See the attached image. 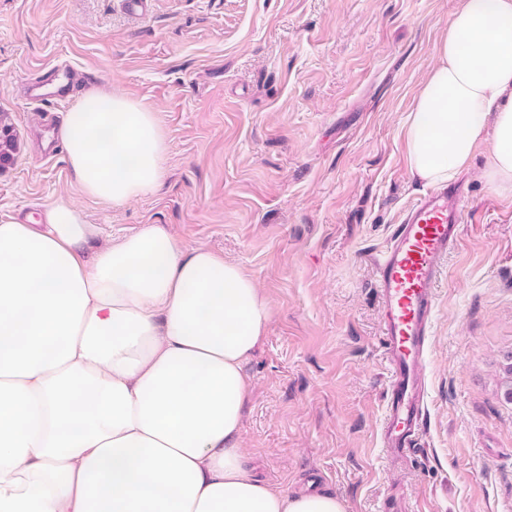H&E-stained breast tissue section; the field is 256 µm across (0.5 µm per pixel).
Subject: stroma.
I'll return each instance as SVG.
<instances>
[{
	"instance_id": "stroma-1",
	"label": "stroma",
	"mask_w": 512,
	"mask_h": 512,
	"mask_svg": "<svg viewBox=\"0 0 512 512\" xmlns=\"http://www.w3.org/2000/svg\"><path fill=\"white\" fill-rule=\"evenodd\" d=\"M461 0H0V112L17 147L0 164V222L60 198L99 243L162 224L251 276L273 316L249 362L242 446L256 475L386 512H512V191L479 141L456 185L460 239L437 288L418 448L379 444L387 389L367 254L430 186L402 134ZM126 95L166 135V178L117 206L84 195L60 140L89 89ZM53 124V125H54Z\"/></svg>"
}]
</instances>
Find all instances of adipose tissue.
<instances>
[{"instance_id":"obj_1","label":"adipose tissue","mask_w":512,"mask_h":512,"mask_svg":"<svg viewBox=\"0 0 512 512\" xmlns=\"http://www.w3.org/2000/svg\"><path fill=\"white\" fill-rule=\"evenodd\" d=\"M404 126L410 172L439 184L491 130L512 188V0H462ZM84 193L161 186L166 137L126 96L86 91L58 131ZM73 203L0 223V512H345L255 477L244 368L272 309L251 277L156 224L87 252Z\"/></svg>"}]
</instances>
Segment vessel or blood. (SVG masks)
Segmentation results:
<instances>
[{
  "instance_id": "vessel-or-blood-1",
  "label": "vessel or blood",
  "mask_w": 512,
  "mask_h": 512,
  "mask_svg": "<svg viewBox=\"0 0 512 512\" xmlns=\"http://www.w3.org/2000/svg\"><path fill=\"white\" fill-rule=\"evenodd\" d=\"M460 201V191L445 187L418 197L370 258L390 372L380 442L395 461L420 444L436 289L448 253L459 240Z\"/></svg>"
}]
</instances>
